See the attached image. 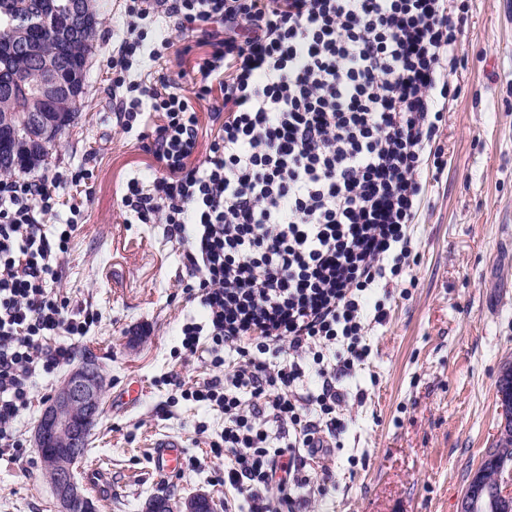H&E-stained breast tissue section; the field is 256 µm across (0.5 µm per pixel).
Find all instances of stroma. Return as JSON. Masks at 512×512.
Masks as SVG:
<instances>
[{
    "label": "stroma",
    "mask_w": 512,
    "mask_h": 512,
    "mask_svg": "<svg viewBox=\"0 0 512 512\" xmlns=\"http://www.w3.org/2000/svg\"><path fill=\"white\" fill-rule=\"evenodd\" d=\"M100 37L88 59L83 107L52 146L41 173L93 172V198L69 241L63 276L52 283L67 316L85 322L80 336L56 337L73 362L90 355L110 379L89 450L77 477L99 512H143L153 495L178 502L197 493L223 501L217 475L223 458L210 452L224 432V413L186 398V391L218 375L208 337L196 353L182 347L181 328L203 322L199 301L188 299L185 247L163 224H129L122 197L131 178L151 184L158 164L143 147L144 126L124 129L114 112L106 60L132 24L124 0H100ZM464 9L465 64L455 76L460 96L450 101L437 142L447 162L426 181L425 201L411 227L414 251L391 294L372 293L387 317L363 338L364 361L336 385L346 431L329 456L307 459L312 476L329 473L326 493L306 512H457L469 473L496 438L501 423L496 380L512 359V0H452ZM147 43L169 40L167 73L182 94L186 47L197 37L162 15L138 21ZM66 368L36 370L30 405L13 422L19 458L0 456V512H55L56 498L32 443L42 405ZM143 387L131 407L119 403L130 381ZM179 438L180 473L150 470L155 439ZM100 467L110 482L89 483Z\"/></svg>",
    "instance_id": "stroma-1"
}]
</instances>
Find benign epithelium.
<instances>
[{
  "label": "benign epithelium",
  "mask_w": 512,
  "mask_h": 512,
  "mask_svg": "<svg viewBox=\"0 0 512 512\" xmlns=\"http://www.w3.org/2000/svg\"><path fill=\"white\" fill-rule=\"evenodd\" d=\"M70 13L82 25L98 20V0H71ZM58 25V16L51 0L44 2L42 18L33 20L15 16L10 27L11 40L27 34L31 27ZM49 75L36 86V99L43 101V114L35 117L41 124L48 123L51 112H77L82 97L70 91L58 92L55 66L47 65ZM108 386L100 366L87 360L74 368L51 394L42 409L34 445L43 466L54 473L51 481L57 502V512H93L94 505L73 471L78 456L55 452L57 448H83L96 425L103 395ZM497 399L502 422L496 436V447H512V362L500 366L497 378ZM211 496L198 492L181 504L182 512L208 509ZM457 512H512V464L496 455L485 457L472 469L467 486L458 502Z\"/></svg>",
  "instance_id": "7a95c632"
}]
</instances>
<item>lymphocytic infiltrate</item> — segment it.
<instances>
[{
    "instance_id": "lymphocytic-infiltrate-1",
    "label": "lymphocytic infiltrate",
    "mask_w": 512,
    "mask_h": 512,
    "mask_svg": "<svg viewBox=\"0 0 512 512\" xmlns=\"http://www.w3.org/2000/svg\"><path fill=\"white\" fill-rule=\"evenodd\" d=\"M127 12L166 14L210 48L191 98L165 74L151 87L125 81L134 56L161 62L169 42L149 50L139 34L111 55L126 122L147 110L164 118L143 134L160 164L152 187L130 180L122 202L139 223L167 225L189 245L183 291L205 320L183 326V345L196 352L208 336L214 365L232 369L192 393L224 412L213 448L226 459L221 482L239 512H271L276 497L295 512L297 491L329 484L313 482L305 458L333 448L345 429L336 377L364 360L367 322L386 316L368 307L367 292L402 275L422 175L443 168L436 135L458 94L450 78L466 19L448 0H131ZM198 100L218 132L194 166ZM92 176L0 179V455L16 445L12 422L36 367L73 356L52 337L85 329L48 289L76 226L54 244L42 226L67 182L79 189L70 210L81 215ZM330 347L336 363L318 371L314 421L297 384L306 355ZM284 352L289 362L275 364ZM267 420L293 428L294 441L272 447Z\"/></svg>"
}]
</instances>
